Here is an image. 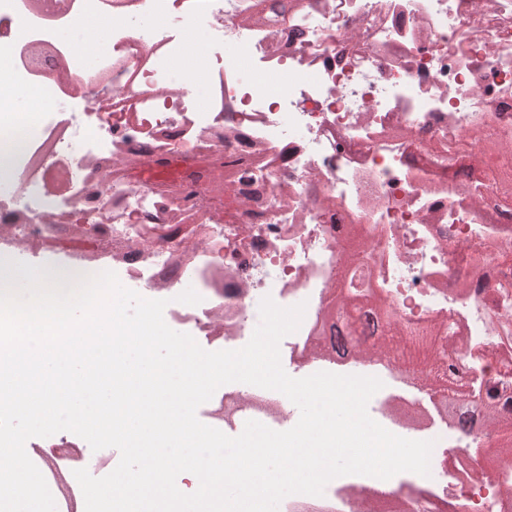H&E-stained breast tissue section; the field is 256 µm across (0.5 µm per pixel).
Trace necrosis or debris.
Instances as JSON below:
<instances>
[{
  "label": "necrosis or debris",
  "instance_id": "necrosis-or-debris-1",
  "mask_svg": "<svg viewBox=\"0 0 512 512\" xmlns=\"http://www.w3.org/2000/svg\"><path fill=\"white\" fill-rule=\"evenodd\" d=\"M259 2L0 0V56L14 75L0 96L35 86L46 100L35 126L0 119L16 176L0 197V258L50 252L75 275L122 272L150 299L192 280L200 303L171 319L217 346L249 342L258 299L305 304L284 343L295 376L378 377L370 416L433 441L426 487L385 482L408 493L409 512H438L453 493L459 512H512V469L489 448L512 446V201L487 187L512 168V0H288L269 17ZM138 13L169 24L113 27L91 61L55 37L84 15ZM187 25L211 46L204 108L167 75ZM63 98L79 110L58 111ZM344 260L367 289L358 313L333 322ZM383 308L407 334L430 331L450 378L494 417L461 430L396 366L325 356L346 324L383 335ZM208 405L228 406L237 426L291 420L283 395L223 386ZM85 448L54 452L56 494L79 490L75 470L96 474L113 458ZM370 483L329 482L325 512H359Z\"/></svg>",
  "mask_w": 512,
  "mask_h": 512
}]
</instances>
